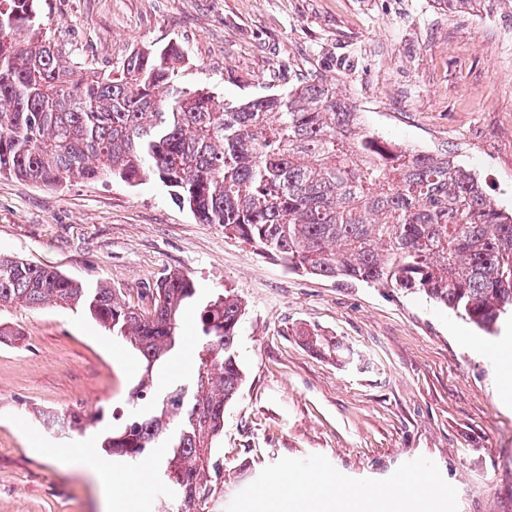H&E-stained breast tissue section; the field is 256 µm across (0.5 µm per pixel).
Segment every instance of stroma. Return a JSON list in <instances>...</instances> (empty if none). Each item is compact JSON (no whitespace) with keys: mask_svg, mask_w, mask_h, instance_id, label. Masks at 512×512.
Segmentation results:
<instances>
[{"mask_svg":"<svg viewBox=\"0 0 512 512\" xmlns=\"http://www.w3.org/2000/svg\"><path fill=\"white\" fill-rule=\"evenodd\" d=\"M74 70L104 72L138 48L179 44L178 82L220 102L335 82L367 129L454 152L495 205L512 210V0L444 10L434 0H36ZM0 254L106 283L147 312L146 289L182 271L200 299L232 290L245 312L244 381L224 410L218 512H309L302 485L343 501L358 489L429 477L436 512H512V352L422 293L288 270L199 223L160 182L44 187L0 176ZM0 512H157L156 456L137 468L100 450L132 409L137 353L83 310L0 307ZM179 347L153 370L156 391L194 379V309ZM332 341L316 350L305 333ZM104 418L55 438L36 410ZM110 466L103 488L82 452Z\"/></svg>","mask_w":512,"mask_h":512,"instance_id":"obj_1","label":"stroma"}]
</instances>
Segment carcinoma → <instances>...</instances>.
Here are the masks:
<instances>
[{
    "instance_id": "1",
    "label": "carcinoma",
    "mask_w": 512,
    "mask_h": 512,
    "mask_svg": "<svg viewBox=\"0 0 512 512\" xmlns=\"http://www.w3.org/2000/svg\"><path fill=\"white\" fill-rule=\"evenodd\" d=\"M183 57L171 43L78 74L60 61L34 0H0V175L55 188L153 178L200 223L291 271L422 292L495 333L512 312V212L474 172L446 152L382 140L334 83L221 103L177 83ZM196 295L191 276L170 273L148 289L144 314L103 283L0 256V307L81 306L139 354L131 399L154 410L105 434L101 450L136 460L165 445L161 512H205L213 500L224 481L214 444L243 382L244 306L226 289L197 305L195 390L156 395L153 368L180 344ZM101 418L74 412L62 423L83 433Z\"/></svg>"
}]
</instances>
